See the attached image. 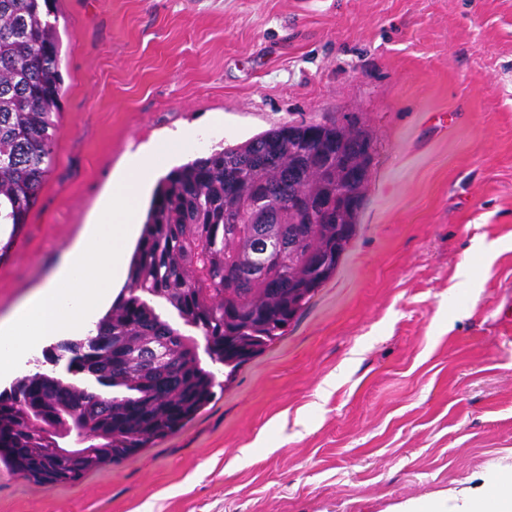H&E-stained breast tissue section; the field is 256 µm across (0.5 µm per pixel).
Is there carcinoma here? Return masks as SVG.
<instances>
[{
    "instance_id": "cac0c4a2",
    "label": "carcinoma",
    "mask_w": 512,
    "mask_h": 512,
    "mask_svg": "<svg viewBox=\"0 0 512 512\" xmlns=\"http://www.w3.org/2000/svg\"><path fill=\"white\" fill-rule=\"evenodd\" d=\"M58 3L0 0V232L26 223L53 164L64 97ZM357 143L374 147L353 122L288 123L161 178L124 292L54 355L99 389L41 372L17 378L0 392V465L46 486L75 482L183 426L285 336L356 233L368 182L351 178ZM102 334L111 342L90 345ZM201 347L224 365V381L202 366ZM34 387L52 418L29 403ZM48 422L82 449L58 453Z\"/></svg>"
}]
</instances>
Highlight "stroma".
<instances>
[{
  "label": "stroma",
  "instance_id": "35a3bbf8",
  "mask_svg": "<svg viewBox=\"0 0 512 512\" xmlns=\"http://www.w3.org/2000/svg\"><path fill=\"white\" fill-rule=\"evenodd\" d=\"M59 10L54 163L0 256V319L143 147L172 168L350 118L374 153L356 234L286 336L191 421L77 482L0 470V512H466L512 478V0Z\"/></svg>",
  "mask_w": 512,
  "mask_h": 512
}]
</instances>
